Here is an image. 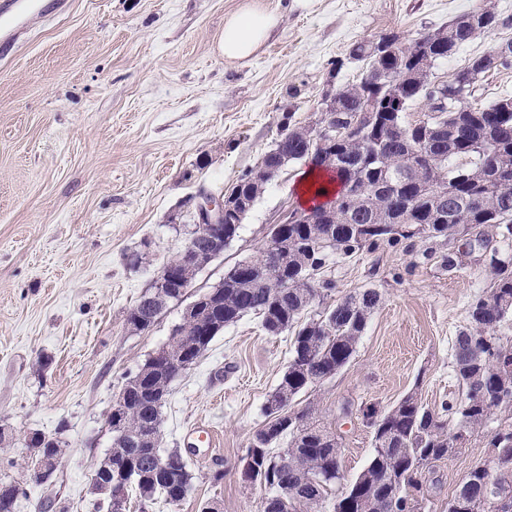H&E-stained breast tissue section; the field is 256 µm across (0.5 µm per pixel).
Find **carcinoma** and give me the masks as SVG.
<instances>
[{
	"instance_id": "1",
	"label": "carcinoma",
	"mask_w": 512,
	"mask_h": 512,
	"mask_svg": "<svg viewBox=\"0 0 512 512\" xmlns=\"http://www.w3.org/2000/svg\"><path fill=\"white\" fill-rule=\"evenodd\" d=\"M512 16L485 8L462 15L423 38L443 48L422 55L412 52L378 59L368 42L352 45L350 55L366 63L360 81L336 89V130L344 131L370 109L379 126L360 138L341 136L312 151L322 155L317 166L331 172L340 190L336 222L290 224L288 235L271 237L255 259L241 260L224 273L220 291L223 309L202 305L204 319L183 320L168 344L169 358H148L125 378L134 385L126 403L112 407V445L106 465L125 489L135 488L142 501L155 494L178 504L192 487L194 474L165 451L160 440L146 438L143 422L163 408L171 383L195 362L180 358L191 348L200 328L208 341L243 317L253 314L269 331H295L288 367L264 405L265 446L247 451L259 455L257 478L268 485V496L288 491L285 501L270 502L259 512H415L424 498L422 476L433 463L454 451V431L488 426L498 412H512V392L504 390L512 374V346L497 330L512 320V112H499L501 97L487 105L472 104L477 84L486 74L512 68V63L481 67L487 52L472 58L452 79L430 81L436 62L479 35L511 28ZM424 95L430 100L427 118L406 120L409 103ZM317 130L288 127V160L309 156V139ZM395 184L400 201L383 188ZM481 228L478 244L490 253L492 287L469 305V325L454 343L453 373L460 399L427 408L417 393L403 396L380 412L372 423L374 446L365 468L345 480L336 434L312 421V409L292 402L301 392L336 374L356 350L368 318L380 301L368 288L324 309V319L301 321L304 312L334 285L316 279L330 261L367 248L392 244L417 235L452 240L462 231ZM497 230L496 236L487 229ZM151 299L130 311L127 323L141 332L152 326L170 303L182 297L162 288L148 289ZM490 445L498 465L471 472L470 482L448 501V512H497L502 500L512 502V423L491 431ZM286 446L276 448L281 441ZM340 488L332 494L333 488ZM17 504L27 490L14 482L0 485V498Z\"/></svg>"
}]
</instances>
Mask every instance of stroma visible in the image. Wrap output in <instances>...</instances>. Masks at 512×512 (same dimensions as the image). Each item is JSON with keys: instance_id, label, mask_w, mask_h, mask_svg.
<instances>
[{"instance_id": "stroma-1", "label": "stroma", "mask_w": 512, "mask_h": 512, "mask_svg": "<svg viewBox=\"0 0 512 512\" xmlns=\"http://www.w3.org/2000/svg\"><path fill=\"white\" fill-rule=\"evenodd\" d=\"M58 17L32 18L11 59H0V468L23 483L18 512L52 498L67 512H96L91 492L112 434L107 415L125 376L165 345L180 323L172 304L145 332L127 314L185 244L184 200L221 194L255 169L286 124L314 126L321 98L358 82L365 63L350 47L386 33L412 44L477 7L512 16V0H254L280 26L245 63L217 49L224 19L245 0H70ZM512 39L482 35L436 63L445 81L468 59ZM308 160L269 183L223 254L199 271L188 295L218 284L255 257L273 224L297 206ZM140 253L133 266L128 257ZM455 267H446L444 254ZM332 299L367 288L381 300L350 362L298 395L337 433L345 478L366 465L372 432L360 411L417 392L430 409L456 400L452 346L467 308L490 284L488 255L468 235L415 237L363 250L325 267ZM291 334L267 335L257 316L226 327L178 378L162 410V449L195 446L185 499L164 495L128 512H257L263 488L237 464L265 423L263 406L286 367ZM206 423L210 432L198 431ZM60 437L52 481L33 478L24 439ZM494 453L489 429L468 433L425 472L424 512L448 501Z\"/></svg>"}]
</instances>
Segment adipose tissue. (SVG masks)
Returning <instances> with one entry per match:
<instances>
[{"instance_id": "1", "label": "adipose tissue", "mask_w": 512, "mask_h": 512, "mask_svg": "<svg viewBox=\"0 0 512 512\" xmlns=\"http://www.w3.org/2000/svg\"><path fill=\"white\" fill-rule=\"evenodd\" d=\"M279 26L276 13L252 4L243 5L224 20V33L218 49L225 59L242 61L251 58L273 36Z\"/></svg>"}]
</instances>
